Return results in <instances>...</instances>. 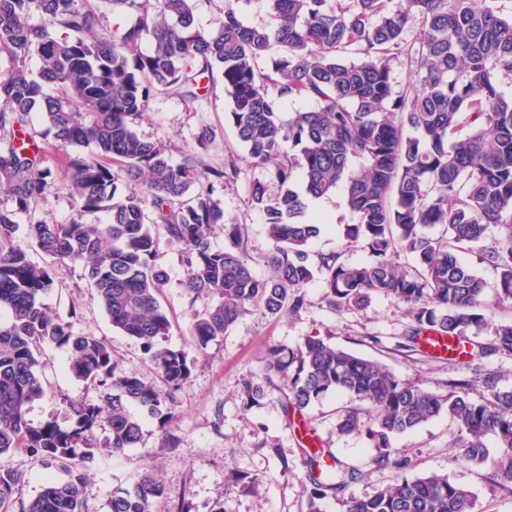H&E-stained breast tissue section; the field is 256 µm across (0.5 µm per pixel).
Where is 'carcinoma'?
<instances>
[{
    "label": "carcinoma",
    "instance_id": "obj_1",
    "mask_svg": "<svg viewBox=\"0 0 512 512\" xmlns=\"http://www.w3.org/2000/svg\"><path fill=\"white\" fill-rule=\"evenodd\" d=\"M37 3L44 23H31ZM498 0H269L271 22L244 24L224 9L220 31L196 28L193 0H112L135 16L122 33L108 30L92 0H0V192L12 202L0 209V512H9L22 476L8 457L24 450L65 478L47 479L21 512H84L87 470L95 452L123 453L143 442L134 406L158 421L161 447L174 448L167 431L175 419L174 394L191 375L186 353L162 345L171 320L161 305L164 273L155 263L158 242L149 225H163L187 253L184 288L194 310L190 335L203 350L222 337L256 303L271 314L300 309L304 288L318 282L333 306L360 308L383 294L412 319L414 344L433 333L463 340L457 355L475 356L465 333L491 327L495 350L512 351V322L488 325L485 284L462 265L457 252L478 243L487 226L501 234L486 258L499 271L496 297L512 304V95L499 84L512 79V12ZM420 28L407 43L413 19ZM150 45L141 50L143 38ZM282 52L271 59V43ZM412 66L410 90L395 89L392 59L403 44ZM37 57L38 74L27 60ZM267 60L259 68V61ZM220 71L229 98L227 118L267 180L251 188L271 241L270 275L256 276L243 247L241 225L224 220L215 188L231 182L235 166L203 167L188 152L172 163L166 147L135 130L151 98L176 86L196 98ZM56 93H48V86ZM310 107L288 113L279 104ZM46 129L37 141L31 117ZM65 153L76 216L65 224L27 225L30 247L49 258L39 264L14 245L17 216L44 196L54 169L45 146ZM136 185L121 193L120 179ZM200 181L205 186L186 197ZM342 191L355 222L343 227L370 261L347 265L339 253H311L322 224L307 217V200ZM85 212L105 221L87 224ZM230 246H213L216 228ZM442 228L434 238L429 230ZM416 260L413 272L393 260L398 251ZM82 263L112 326L139 341L163 387L119 371L112 347L52 315L42 297L52 288L55 264ZM68 354L67 369L94 396L73 408L71 423L35 425L28 415L53 390L45 348ZM261 377L284 388L287 417H305L314 403L344 393L364 406L338 428L367 439L372 464L397 479L371 495L349 492L355 468L318 447L308 453L303 483L306 512L324 501L344 512H472L471 493L445 474H413L411 459L393 447L395 437L442 413L458 433L456 459L491 463L512 483V389L488 373L479 396L467 380L448 382L442 394L405 382L385 364L353 354L316 336L294 347L273 346ZM105 434L103 446L96 432ZM494 440L496 452L487 441ZM165 488L151 471L112 493L108 512H152Z\"/></svg>",
    "mask_w": 512,
    "mask_h": 512
}]
</instances>
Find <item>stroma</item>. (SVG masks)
Here are the masks:
<instances>
[{
    "mask_svg": "<svg viewBox=\"0 0 512 512\" xmlns=\"http://www.w3.org/2000/svg\"><path fill=\"white\" fill-rule=\"evenodd\" d=\"M228 3L245 24L263 26L270 22L268 0H195V22L201 31L211 34L220 30ZM228 110L223 79L217 73L198 99H185L174 87L157 93L135 129L142 138L164 143L175 163L186 150L196 148L202 128L214 131L215 141L203 153L206 164L221 167L231 162L238 171L234 181L216 189L214 197L225 217L241 224L253 271L265 277L269 274L265 257L270 241L263 214L249 202L253 183L264 180L265 172L253 164L239 142L226 118ZM309 209L324 215L330 224L314 242V251L341 253L348 264L368 261L364 248L347 244L342 236L343 225L352 223L353 217L341 194L310 201ZM73 214L69 183L64 174H56L34 214L18 216L13 241L17 247L28 249L26 228L30 220L62 224ZM151 232L159 240L156 263L165 274L162 303L172 316L167 344L184 350L194 362L189 379L176 394L177 419L170 431L178 445L161 447L156 420L144 417L142 445L117 455H96L88 472L86 512H107L112 491L132 485L145 468L154 471L165 487V495L153 512H170L181 504L189 505L190 512H306L301 481L308 469V456L285 419L282 390L265 387L257 406L248 409L243 405L244 382H259L262 361L274 345L292 347L314 335L356 355L379 360L400 379L439 393L450 380L464 379L480 386L488 373L499 376L501 386L512 388V352L489 348L493 341L491 325L512 320V306L494 301L484 309L488 330L474 338L475 343L487 346V353L459 361L438 359L413 346L407 339L412 320L392 297L381 294L364 308L335 309L316 284L306 288L305 303L298 311L274 316L262 305H253L224 338L198 351L189 334L183 247L170 240L160 225H152ZM43 302L52 315L71 320L75 331L105 339L122 372L155 380L139 342L112 328L84 278L82 265H57L54 285ZM44 359L55 388L32 408L29 417L37 424L53 418L63 425L71 406L90 398L91 393L64 368L63 351L46 348ZM352 407L348 396L335 394L310 406L306 416L320 443L332 449L341 463L360 470L362 479L354 485V493L371 494L393 483L396 474L373 467L375 450L366 439L340 433L338 419ZM456 436L443 414L398 436L394 445L411 458L415 472L445 474L470 490L475 499L473 512H512V488L504 487L490 465L465 467L455 460ZM8 463L22 476L15 501L30 502L42 487L46 468L24 451L12 454Z\"/></svg>",
    "mask_w": 512,
    "mask_h": 512,
    "instance_id": "1",
    "label": "stroma"
}]
</instances>
